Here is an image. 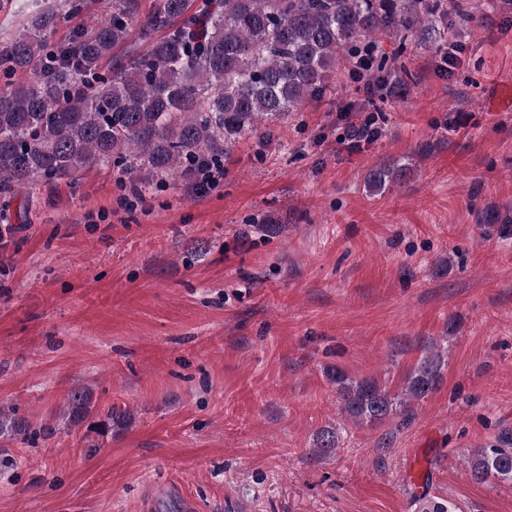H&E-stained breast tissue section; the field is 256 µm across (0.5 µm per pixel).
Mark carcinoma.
<instances>
[{"instance_id": "carcinoma-1", "label": "carcinoma", "mask_w": 512, "mask_h": 512, "mask_svg": "<svg viewBox=\"0 0 512 512\" xmlns=\"http://www.w3.org/2000/svg\"><path fill=\"white\" fill-rule=\"evenodd\" d=\"M86 0H45L23 28L0 42V73H26L0 89V193L38 181L73 177L91 165L130 178L142 170L171 179L242 137H263L267 124L298 110L324 89L341 54L378 34L403 40L415 33L446 42L451 28L440 0H154L147 19L130 0H111L92 26L53 41L58 24L81 15ZM139 26L148 49L112 66V49ZM408 166L377 165L364 177L372 193L401 182ZM483 223L512 235V215L484 211ZM448 349L423 355L401 393L371 378L331 375L345 418L355 425L401 416L439 384ZM68 416L91 415L88 393L67 395ZM28 428L0 404V440L24 441ZM341 432L321 430L314 447L327 454ZM470 477L512 485V443L473 450ZM418 512H458L424 491Z\"/></svg>"}]
</instances>
